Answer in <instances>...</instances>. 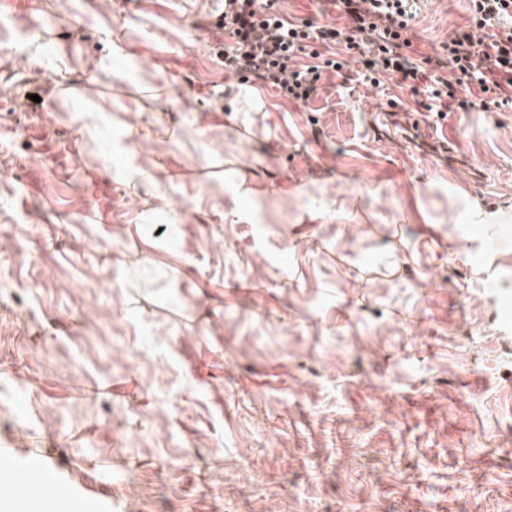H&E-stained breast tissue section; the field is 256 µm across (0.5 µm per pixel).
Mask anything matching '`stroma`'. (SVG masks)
<instances>
[{"label":"stroma","instance_id":"1","mask_svg":"<svg viewBox=\"0 0 512 512\" xmlns=\"http://www.w3.org/2000/svg\"><path fill=\"white\" fill-rule=\"evenodd\" d=\"M31 2L0 35V444L95 512H512V111L327 72L236 112L221 0ZM416 11L423 57L470 19Z\"/></svg>","mask_w":512,"mask_h":512}]
</instances>
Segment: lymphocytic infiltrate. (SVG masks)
I'll use <instances>...</instances> for the list:
<instances>
[{"mask_svg":"<svg viewBox=\"0 0 512 512\" xmlns=\"http://www.w3.org/2000/svg\"><path fill=\"white\" fill-rule=\"evenodd\" d=\"M276 0H224L217 21L226 37L221 61L241 84H260L281 97L312 100L324 72H342L346 56L361 63L358 83L379 86L399 76L423 98L422 108L447 118L476 108L512 109V0H470L471 24L442 54L415 58L406 33L410 0H332L345 26L296 23Z\"/></svg>","mask_w":512,"mask_h":512,"instance_id":"f902f5d3","label":"lymphocytic infiltrate"}]
</instances>
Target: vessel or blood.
Masks as SVG:
<instances>
[{"mask_svg":"<svg viewBox=\"0 0 512 512\" xmlns=\"http://www.w3.org/2000/svg\"><path fill=\"white\" fill-rule=\"evenodd\" d=\"M0 475L8 479L6 485L0 486V495H9L16 486H32L43 498L62 504L64 512H91L99 496L98 491L89 488L71 487L45 465L21 463L9 448H0Z\"/></svg>","mask_w":512,"mask_h":512,"instance_id":"b4317fda","label":"vessel or blood"}]
</instances>
